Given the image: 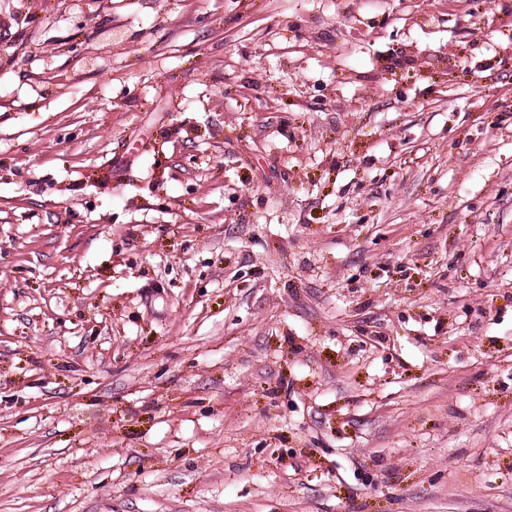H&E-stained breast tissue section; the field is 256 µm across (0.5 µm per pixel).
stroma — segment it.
Wrapping results in <instances>:
<instances>
[{"label": "stroma", "instance_id": "1", "mask_svg": "<svg viewBox=\"0 0 512 512\" xmlns=\"http://www.w3.org/2000/svg\"><path fill=\"white\" fill-rule=\"evenodd\" d=\"M0 512H512V0H0Z\"/></svg>", "mask_w": 512, "mask_h": 512}]
</instances>
